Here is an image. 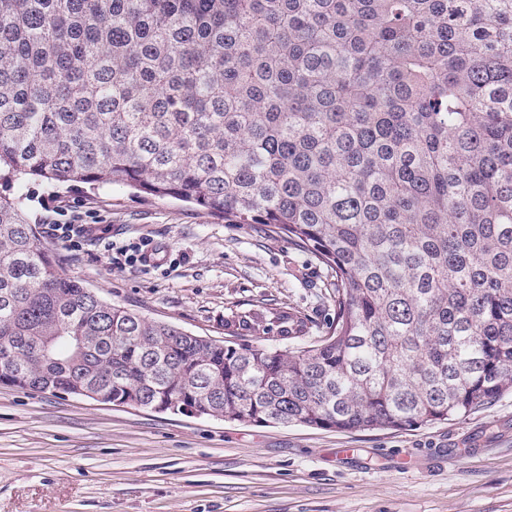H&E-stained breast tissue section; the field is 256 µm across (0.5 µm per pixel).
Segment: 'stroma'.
Here are the masks:
<instances>
[{
  "label": "stroma",
  "instance_id": "1",
  "mask_svg": "<svg viewBox=\"0 0 512 512\" xmlns=\"http://www.w3.org/2000/svg\"><path fill=\"white\" fill-rule=\"evenodd\" d=\"M65 273L102 300L189 333L293 349L324 334L334 280L261 224L122 186L28 184ZM88 224L76 251L52 223ZM147 243L161 265L113 266ZM300 323L282 335L281 316ZM0 512H512V392L415 430L252 426L0 384Z\"/></svg>",
  "mask_w": 512,
  "mask_h": 512
}]
</instances>
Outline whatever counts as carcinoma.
Listing matches in <instances>:
<instances>
[{"mask_svg": "<svg viewBox=\"0 0 512 512\" xmlns=\"http://www.w3.org/2000/svg\"><path fill=\"white\" fill-rule=\"evenodd\" d=\"M17 181L12 387L340 431L512 391V0H0V185ZM32 181L264 224L330 271L336 315L290 351L107 303L42 245Z\"/></svg>", "mask_w": 512, "mask_h": 512, "instance_id": "cac0c4a2", "label": "carcinoma"}]
</instances>
